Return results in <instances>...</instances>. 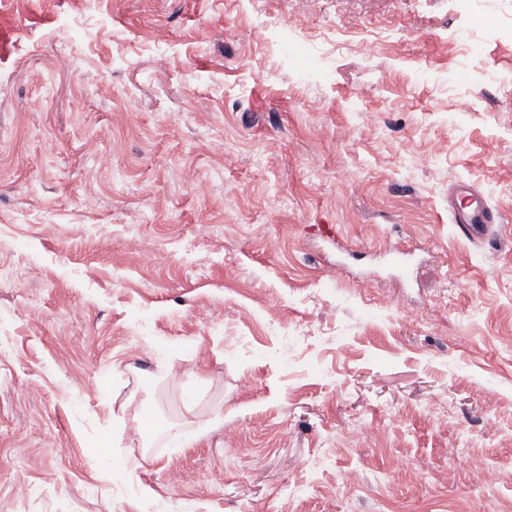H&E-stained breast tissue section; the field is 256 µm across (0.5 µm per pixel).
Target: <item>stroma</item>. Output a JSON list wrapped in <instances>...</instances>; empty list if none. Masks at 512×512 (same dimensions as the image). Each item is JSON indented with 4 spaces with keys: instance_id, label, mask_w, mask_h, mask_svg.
<instances>
[{
    "instance_id": "1",
    "label": "stroma",
    "mask_w": 512,
    "mask_h": 512,
    "mask_svg": "<svg viewBox=\"0 0 512 512\" xmlns=\"http://www.w3.org/2000/svg\"><path fill=\"white\" fill-rule=\"evenodd\" d=\"M471 455L512 468V0H0V512H512ZM454 193L460 194L459 205L448 206L451 224H456L461 232L471 240L484 239L488 224L498 223L499 216L494 212L484 195L473 186L465 183L456 184ZM473 197L474 201L468 200ZM462 200H466L465 205Z\"/></svg>"
}]
</instances>
